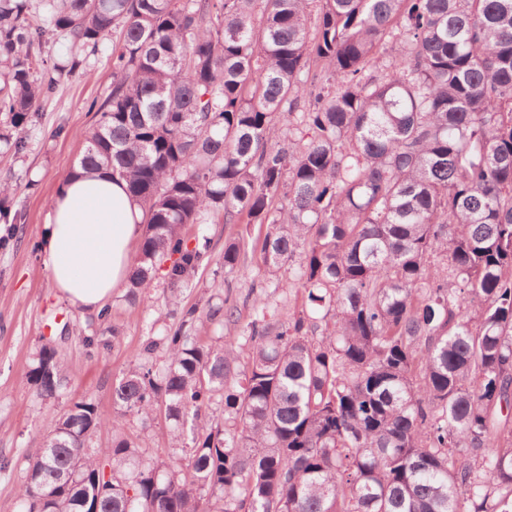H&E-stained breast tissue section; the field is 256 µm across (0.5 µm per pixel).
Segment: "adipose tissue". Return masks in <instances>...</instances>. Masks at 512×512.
<instances>
[{
  "instance_id": "obj_1",
  "label": "adipose tissue",
  "mask_w": 512,
  "mask_h": 512,
  "mask_svg": "<svg viewBox=\"0 0 512 512\" xmlns=\"http://www.w3.org/2000/svg\"><path fill=\"white\" fill-rule=\"evenodd\" d=\"M145 228L123 180L77 170L61 184L41 250L52 286L72 305L102 309L124 281Z\"/></svg>"
}]
</instances>
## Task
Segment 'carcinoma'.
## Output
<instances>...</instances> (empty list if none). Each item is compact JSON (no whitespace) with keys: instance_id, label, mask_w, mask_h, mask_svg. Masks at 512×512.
<instances>
[{"instance_id":"cac0c4a2","label":"carcinoma","mask_w":512,"mask_h":512,"mask_svg":"<svg viewBox=\"0 0 512 512\" xmlns=\"http://www.w3.org/2000/svg\"><path fill=\"white\" fill-rule=\"evenodd\" d=\"M0 0V113L23 129L112 39L83 169L127 183L145 233L127 298L185 288L187 224H260L263 274L301 306L180 308L112 389L73 400L26 458L18 512H512V0ZM62 35L70 63L44 67ZM395 53L379 56L385 42ZM307 138L276 143L278 122ZM0 186V223H18ZM241 262L224 244V274ZM163 350L158 368L153 354ZM27 382L68 379L41 346ZM183 457L105 425L159 413ZM297 266L288 265L285 263L280 270L277 272L276 278H274V284L266 289L263 298L268 303V306L272 311L278 314L281 320L288 318V311L293 310L295 307H299L303 301V295L301 292H297L296 288H275L277 282L284 286H288V282L296 278Z\"/></svg>"}]
</instances>
